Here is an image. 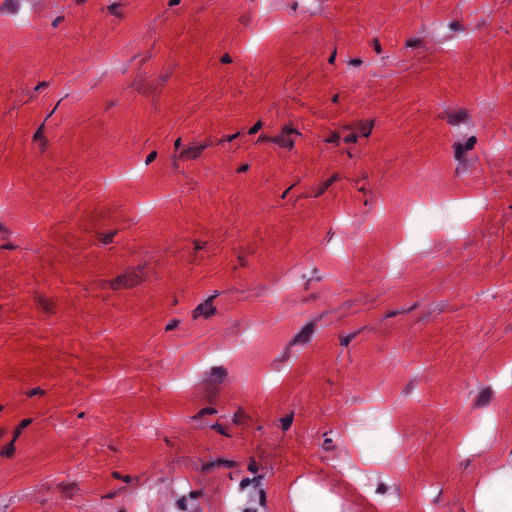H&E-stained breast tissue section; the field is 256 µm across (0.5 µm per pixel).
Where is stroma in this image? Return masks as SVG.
I'll use <instances>...</instances> for the list:
<instances>
[{
    "label": "stroma",
    "instance_id": "35a3bbf8",
    "mask_svg": "<svg viewBox=\"0 0 512 512\" xmlns=\"http://www.w3.org/2000/svg\"><path fill=\"white\" fill-rule=\"evenodd\" d=\"M12 9L0 512H294L302 479L309 512H477L475 449L512 459V298H479L512 282V0ZM439 204L459 235L415 225Z\"/></svg>",
    "mask_w": 512,
    "mask_h": 512
}]
</instances>
